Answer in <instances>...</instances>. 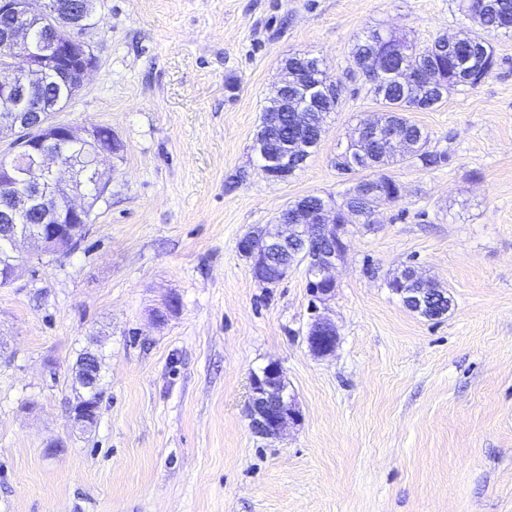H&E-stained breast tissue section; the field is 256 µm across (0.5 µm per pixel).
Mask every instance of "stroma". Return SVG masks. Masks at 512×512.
<instances>
[{
	"mask_svg": "<svg viewBox=\"0 0 512 512\" xmlns=\"http://www.w3.org/2000/svg\"><path fill=\"white\" fill-rule=\"evenodd\" d=\"M98 59L58 121L111 128L122 152L74 254L0 288V512H512V33L497 65L410 118L448 161L387 168L403 186L348 225L334 295L304 266L255 280L238 244L299 197L342 200L336 159L381 112L350 78L357 35L473 29L460 0H96ZM323 59L342 92L288 181L254 151L285 59ZM447 292L407 309L405 267ZM176 299L161 324L151 313ZM324 317L335 351L306 336ZM102 356L99 418L72 431V371ZM283 369L302 418L255 434L250 377ZM336 325L324 317L315 319L308 330L306 341L316 356H326L336 347Z\"/></svg>",
	"mask_w": 512,
	"mask_h": 512,
	"instance_id": "obj_1",
	"label": "stroma"
}]
</instances>
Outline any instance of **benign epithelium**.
I'll return each mask as SVG.
<instances>
[{
    "instance_id": "7a95c632",
    "label": "benign epithelium",
    "mask_w": 512,
    "mask_h": 512,
    "mask_svg": "<svg viewBox=\"0 0 512 512\" xmlns=\"http://www.w3.org/2000/svg\"><path fill=\"white\" fill-rule=\"evenodd\" d=\"M95 12L92 0H0V134L19 132L18 148L13 158L0 163V239L9 243V258L0 262V285L10 286L20 275L24 261L20 246L27 244L38 258L70 254L80 246L75 234L76 225L92 222V210L86 204L78 167L61 162L60 154L51 152L47 145L56 142L86 141L96 144L92 159L93 180L100 192H105L107 182L99 169L100 157L118 153L117 140L101 126L76 128L68 124L52 123L46 119L29 120L31 112H43L40 101L30 90L33 78L43 71L48 60H53L54 79L69 94L79 92L90 74L97 68V57L91 46L75 37L73 31L90 26ZM414 59V52L405 44L391 46L386 51L370 54L367 75H386L391 71V60ZM284 77L274 87L279 93V104L291 114L293 123L303 127L308 123L307 104L288 95L289 83L298 73L290 61L283 65ZM372 129L371 121L360 123L355 142L361 156L370 152V144L381 137ZM383 137L400 151L406 149L403 140L394 132ZM262 171L273 181H286L296 169L288 167V156L276 153ZM38 211L41 222L55 225L48 234L41 226L23 227L14 223L20 212ZM360 217L358 208L342 207L324 201L316 212L301 224H291L281 219L275 229L265 235L255 232L245 235L239 249L250 259L251 267L260 268L271 249L300 240L317 239L319 246L304 253L309 277L308 288L313 297L322 302L336 288V269L344 262L349 250L345 235L348 217ZM396 294L403 304L426 317L437 313L427 308L424 297L429 294L445 295L441 288H421L416 293ZM336 325L319 317L308 330L306 341L316 356H326L336 347ZM99 353L88 349L83 360L76 365L72 382L74 401L71 409L75 417L72 429L80 430L97 418L100 404L97 379ZM286 385L281 366L270 362L260 372L252 373L248 416L254 431L266 438H277L290 424L300 421L301 414L295 403L285 396Z\"/></svg>"
}]
</instances>
